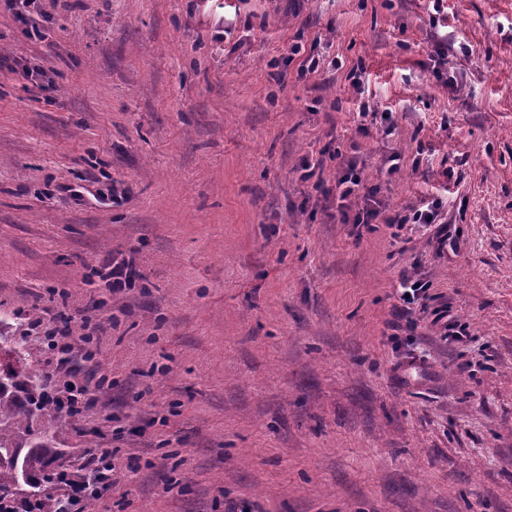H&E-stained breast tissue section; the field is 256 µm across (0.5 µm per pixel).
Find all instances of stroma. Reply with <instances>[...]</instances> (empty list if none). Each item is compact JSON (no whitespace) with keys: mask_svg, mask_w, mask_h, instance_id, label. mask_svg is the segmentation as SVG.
<instances>
[{"mask_svg":"<svg viewBox=\"0 0 512 512\" xmlns=\"http://www.w3.org/2000/svg\"><path fill=\"white\" fill-rule=\"evenodd\" d=\"M344 156L390 212L442 190L456 249L343 223ZM404 272L466 336L392 332ZM1 317L45 373L44 328L91 339L86 512H512V0H0ZM86 474L79 479L73 478L68 472L62 484L68 486L71 493L58 496L60 509L63 512H82L85 507L99 499L104 492L109 490L112 485V451L111 449L102 452H88L86 462L83 466ZM95 477V481L85 482V478ZM40 512H61L58 501L52 497L39 498L37 501ZM83 504V507H78ZM78 507V508H76ZM81 510V511H79Z\"/></svg>","mask_w":512,"mask_h":512,"instance_id":"obj_1","label":"stroma"}]
</instances>
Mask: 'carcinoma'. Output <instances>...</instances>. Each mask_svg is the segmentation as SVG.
<instances>
[{"instance_id":"1","label":"carcinoma","mask_w":512,"mask_h":512,"mask_svg":"<svg viewBox=\"0 0 512 512\" xmlns=\"http://www.w3.org/2000/svg\"><path fill=\"white\" fill-rule=\"evenodd\" d=\"M24 361L32 344L27 337L16 336L10 324L0 320V351ZM43 387L39 372L24 368L20 374L0 378V495L14 494L19 480L17 463L34 475L59 452L60 407L44 394L40 402L32 398V389Z\"/></svg>"}]
</instances>
